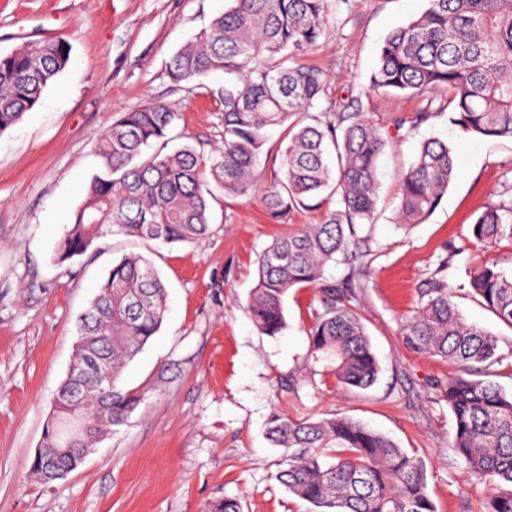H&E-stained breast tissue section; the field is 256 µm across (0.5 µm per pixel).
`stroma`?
Returning a JSON list of instances; mask_svg holds the SVG:
<instances>
[{"label":"stroma","mask_w":512,"mask_h":512,"mask_svg":"<svg viewBox=\"0 0 512 512\" xmlns=\"http://www.w3.org/2000/svg\"><path fill=\"white\" fill-rule=\"evenodd\" d=\"M230 0H0V53L43 39L44 28L71 48L57 83L0 135V512H203L237 499L242 512H311L276 475L282 449L266 438L272 413L288 419L347 417L417 455L437 512H485L490 488L475 484L451 446L453 415L444 397L457 365L409 347L402 326L424 280L439 274L460 315L499 339V383L512 391V327L469 289L479 267L512 271V240L471 236L490 202H512V139L472 137L449 121L444 92L422 96L374 90L380 46L425 0H329L324 35L300 64L325 77L314 113L343 107L367 113L385 134L380 189L357 313L381 367L370 389L336 381L309 358L316 287L293 289L281 335L261 334L246 309L259 254L275 239L326 212L295 210L277 222L261 193L211 191L210 229L192 243L158 245L107 234L82 257L59 262L55 245L97 171V139L118 112L156 100L180 112V142L212 162L223 143L216 72L172 84L169 58ZM427 120H419V113ZM447 141L458 158L440 205L402 227L401 180L423 142ZM148 258L168 296L161 327L125 367L121 383L146 402L106 433L74 471L49 483L30 464L53 399L75 354L77 321L112 265Z\"/></svg>","instance_id":"35a3bbf8"}]
</instances>
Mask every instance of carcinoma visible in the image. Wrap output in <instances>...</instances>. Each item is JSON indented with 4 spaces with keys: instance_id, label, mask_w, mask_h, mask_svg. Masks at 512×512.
Listing matches in <instances>:
<instances>
[{
    "instance_id": "obj_1",
    "label": "carcinoma",
    "mask_w": 512,
    "mask_h": 512,
    "mask_svg": "<svg viewBox=\"0 0 512 512\" xmlns=\"http://www.w3.org/2000/svg\"><path fill=\"white\" fill-rule=\"evenodd\" d=\"M425 2L419 15L385 37L372 87L411 95L442 90L450 121L461 132L512 138V0ZM327 7L328 0H232L192 44L174 53L166 75L175 85L224 72L217 90L224 104L221 150L208 170L192 145L165 151L180 114L161 102L121 113L98 137V171L56 257L63 263L81 256L109 232L164 244L199 239L210 223L207 177L229 193L250 195L261 180L256 165L266 132L285 125L281 176L263 194L267 214L280 220L294 208L317 209L333 199L337 208L323 223L278 238L261 252L249 311L262 334L277 336L287 326L289 290L318 287L321 308L312 313L310 355L330 365L338 382L365 390L379 367L356 312L366 278L356 240L357 229L373 223L386 139L363 112L309 115L325 95V80L296 59L324 34ZM69 58V45L54 39L0 54V134L37 105ZM456 172L447 143L422 145L400 188L403 226L421 224L436 210ZM471 234L478 243L512 239V206H485ZM338 263L346 266L343 279H326L327 266ZM470 287L512 326V275L486 264ZM166 296L157 271L139 256L113 264L99 284L81 317L72 379L57 390L43 429L46 452L31 461L42 481L59 478L48 474L45 461L68 469L78 449L95 446L103 429L122 425L144 401L145 393L121 387L119 378L158 332ZM419 301L403 325L406 343L461 368L445 389L454 419L452 450L475 483L496 491L488 512H512V393L490 380L504 359L498 340L460 316L441 280L429 279ZM92 357L111 365L112 392L79 400L71 394L76 382L97 393L87 366ZM268 435L288 457L277 480L316 512H435L417 457L358 421L274 415ZM332 445L339 451L330 460L323 449ZM204 512H241V506L226 497Z\"/></svg>"
}]
</instances>
